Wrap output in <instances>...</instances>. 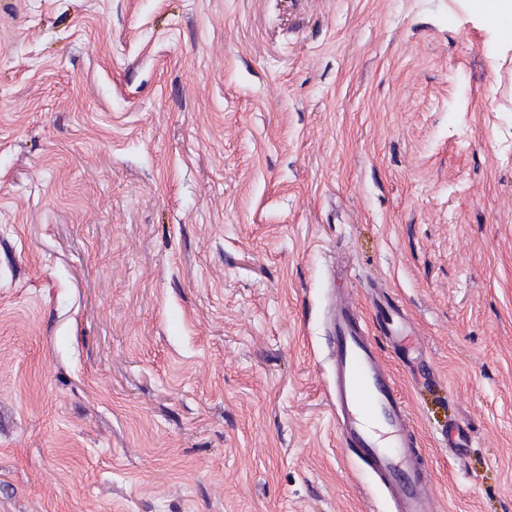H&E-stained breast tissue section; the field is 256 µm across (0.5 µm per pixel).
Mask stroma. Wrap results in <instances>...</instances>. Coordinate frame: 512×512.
<instances>
[{"label": "stroma", "instance_id": "stroma-1", "mask_svg": "<svg viewBox=\"0 0 512 512\" xmlns=\"http://www.w3.org/2000/svg\"><path fill=\"white\" fill-rule=\"evenodd\" d=\"M499 2L0 0V512H393L343 298L438 512H512ZM331 338L343 445L384 479L398 512H437L407 407L350 303L336 306ZM383 322L379 324L380 336H384L385 340L388 341L393 349L397 351L401 356L412 355L413 349L419 348L415 343L413 336L404 335L402 331L394 327V323Z\"/></svg>", "mask_w": 512, "mask_h": 512}]
</instances>
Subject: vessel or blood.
<instances>
[{
	"label": "vessel or blood",
	"instance_id": "obj_1",
	"mask_svg": "<svg viewBox=\"0 0 512 512\" xmlns=\"http://www.w3.org/2000/svg\"><path fill=\"white\" fill-rule=\"evenodd\" d=\"M379 332L400 355H412L416 347L412 336L385 322ZM332 357L333 393L343 445L384 479L398 512H436L426 491L422 453L409 428L407 407L347 302L336 307Z\"/></svg>",
	"mask_w": 512,
	"mask_h": 512
}]
</instances>
